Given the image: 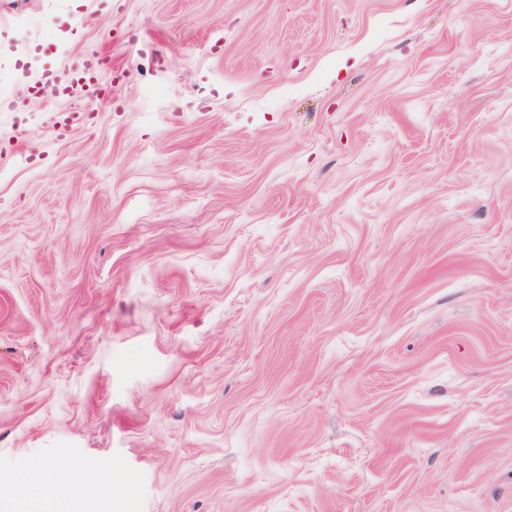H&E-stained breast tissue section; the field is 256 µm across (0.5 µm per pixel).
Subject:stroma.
Masks as SVG:
<instances>
[{"label":"stroma","mask_w":512,"mask_h":512,"mask_svg":"<svg viewBox=\"0 0 512 512\" xmlns=\"http://www.w3.org/2000/svg\"><path fill=\"white\" fill-rule=\"evenodd\" d=\"M0 72V512H512V0H0ZM33 473L40 482L41 495L49 500L58 501L62 497L74 498L92 492L85 479L65 474L44 462L34 464Z\"/></svg>","instance_id":"stroma-1"}]
</instances>
